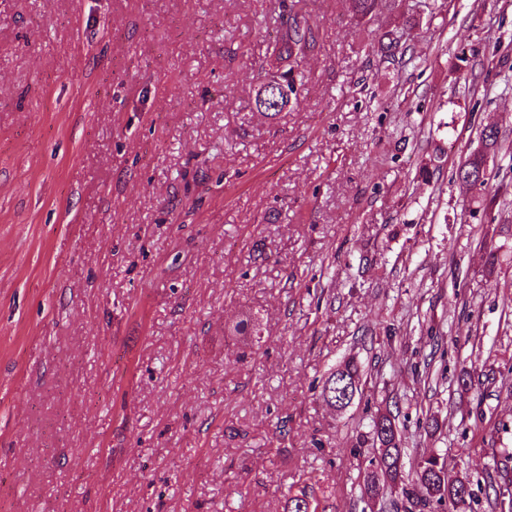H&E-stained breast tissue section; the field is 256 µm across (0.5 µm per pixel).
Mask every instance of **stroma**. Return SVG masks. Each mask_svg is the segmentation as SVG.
Returning a JSON list of instances; mask_svg holds the SVG:
<instances>
[{"mask_svg": "<svg viewBox=\"0 0 512 512\" xmlns=\"http://www.w3.org/2000/svg\"><path fill=\"white\" fill-rule=\"evenodd\" d=\"M304 12L272 119L276 0H0V512H374L385 410L512 502V0ZM299 1L282 0L281 7L287 16V30L285 36L276 47V56L272 67L276 68L275 75L271 78H278L286 93L278 89L276 93L271 92L267 99V109L264 112H271V116H277L288 107V92L292 96L297 95V77L293 63L311 49L315 43V34L307 20L301 16L298 10ZM283 14V15H284ZM288 62V69H282V63ZM482 141L485 143L486 154H473L464 166L458 169V179L463 183L476 187L486 186L490 179L487 168L486 156L488 153L495 152L498 149V136L497 132L490 128L482 133ZM360 366L354 359L344 361L339 367L332 370L324 379L321 385V396L333 407L336 405V398L340 399L345 395L347 382L352 386L356 381L360 382ZM296 491L289 490L284 512H325L321 502L314 496V490L307 480L302 482Z\"/></svg>", "mask_w": 512, "mask_h": 512, "instance_id": "stroma-1", "label": "stroma"}]
</instances>
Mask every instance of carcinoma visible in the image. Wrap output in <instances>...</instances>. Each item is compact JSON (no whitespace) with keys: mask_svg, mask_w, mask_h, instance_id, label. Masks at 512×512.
I'll use <instances>...</instances> for the list:
<instances>
[{"mask_svg":"<svg viewBox=\"0 0 512 512\" xmlns=\"http://www.w3.org/2000/svg\"><path fill=\"white\" fill-rule=\"evenodd\" d=\"M281 7L287 16L285 36L276 47V56L272 67L276 68L275 77L282 83L283 90L270 93L267 108L271 115L277 116L288 107V95H297V74L293 63L297 62L315 43V34L307 20L298 10V2L281 0ZM486 153L473 154L464 166L458 169V179L476 187L488 184L486 154L498 149V136L494 129L482 133ZM360 381V366L357 361L349 359L332 370L321 385V396L332 406L336 400L345 395L347 384ZM373 442L378 444L377 453L369 460V471L364 478L362 495L373 500L384 496L388 488L401 482L404 467V448L398 435L395 419L389 414L380 413L371 425ZM417 491L402 490L409 507L406 512H413L417 507L426 508L437 504L442 509L449 504L452 509L464 506L471 500L473 490L466 478L448 476L445 464L435 455L419 458L414 466ZM284 512H325L321 502L314 496L311 484L303 482L296 491L288 493Z\"/></svg>","mask_w":512,"mask_h":512,"instance_id":"cac0c4a2","label":"carcinoma"}]
</instances>
